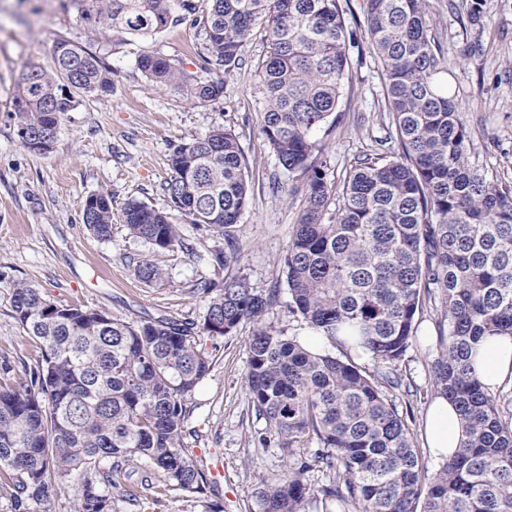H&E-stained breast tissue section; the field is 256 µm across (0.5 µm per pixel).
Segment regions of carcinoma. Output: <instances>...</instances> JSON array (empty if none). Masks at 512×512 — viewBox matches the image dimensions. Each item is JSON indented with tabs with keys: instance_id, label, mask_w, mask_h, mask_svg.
Masks as SVG:
<instances>
[{
	"instance_id": "cac0c4a2",
	"label": "carcinoma",
	"mask_w": 512,
	"mask_h": 512,
	"mask_svg": "<svg viewBox=\"0 0 512 512\" xmlns=\"http://www.w3.org/2000/svg\"><path fill=\"white\" fill-rule=\"evenodd\" d=\"M86 18L134 37L192 18L206 38L204 61L229 74L258 26L268 50L260 65L265 90L261 131L279 164L300 171L302 196L280 273L290 311L323 336L306 350L266 322L280 290L262 292L245 276L202 280L198 323L169 318L126 322L103 310L58 305L26 281L12 285V310L41 360L21 385L0 386V488L14 483V512L71 494L72 512H112V488L129 466L145 462L172 491L205 496V472L183 451L188 398L213 358L203 337L250 325L245 387L285 460L258 492L262 512H305L312 500L341 512H512V421L475 375L471 355L484 336H512V182L481 174L469 161L470 133L455 97L436 76L444 52L427 0H362L363 30L382 64L380 146L393 154L357 159L341 187L315 153V132L336 112L351 68L341 0H76ZM482 0H470L467 25L483 29ZM139 69L155 84L185 90L198 102L224 98V79L188 85L169 59L142 54ZM112 68L61 39L54 69L33 65L18 85L14 116L22 146L57 134L74 94L103 99ZM162 190L172 206L208 232L213 266L240 262L232 228L247 205L248 164L232 130L216 127L172 147ZM112 198H86L83 223L112 235ZM120 220L158 250L196 254L180 225L131 198ZM135 276L152 284L163 269L143 260ZM443 308L437 394L458 408L464 427L456 453L431 477L405 418L387 392L403 386L389 364L414 338L425 300ZM378 363L371 371L359 352ZM333 474L322 484L313 467Z\"/></svg>"
}]
</instances>
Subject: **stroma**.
<instances>
[{
  "mask_svg": "<svg viewBox=\"0 0 512 512\" xmlns=\"http://www.w3.org/2000/svg\"><path fill=\"white\" fill-rule=\"evenodd\" d=\"M482 54L468 50L474 35L460 23L464 6L449 10L448 0H429L428 12L445 49L440 84L450 85L471 132L469 158L480 172L512 180V0H484ZM68 39L103 58L112 68L113 87L103 100L80 98L64 115L46 153L21 146L12 101L29 65L53 66L58 39ZM266 52L263 31L243 44V65L233 73L205 64L200 27L180 22L146 37H130L88 22L64 0H0V368L1 381L19 384L36 367L38 343L26 336L11 311L12 285L26 280L51 302L105 310L128 321L168 317L201 320L205 305L195 284L225 274L246 276L254 288L279 283L280 261L300 209L289 197L301 173L283 169L261 133L264 93L257 66ZM352 69L345 82L338 121H327L314 139L328 164L327 177L340 181L358 155L373 152L384 137V89L380 62L365 36L348 44ZM171 59L191 83L224 80V97L200 103L187 93L162 89L137 67L140 54ZM215 127L232 129L248 163L249 202L234 227L241 259L228 270L213 267L201 254L213 240L173 210L161 189L170 170L171 144L205 135ZM104 193L113 212L138 198L167 213L192 241L196 255L158 252L114 222L107 240L93 237L83 219L85 199ZM152 259L164 282L149 286L133 269ZM440 304L424 302L416 315V337L393 370L412 390L389 397L404 414L428 471L439 463L424 439L427 410L435 397L431 363L437 355ZM249 326L230 336L205 339L213 367L188 399L192 410L184 444L204 467L214 495L198 500L160 486L142 491L138 502L123 491L147 475L134 465L122 487L112 491V512H261L256 490L275 477L284 461L275 444H261L266 423L254 410L244 384L248 367Z\"/></svg>",
  "mask_w": 512,
  "mask_h": 512,
  "instance_id": "stroma-1",
  "label": "stroma"
}]
</instances>
